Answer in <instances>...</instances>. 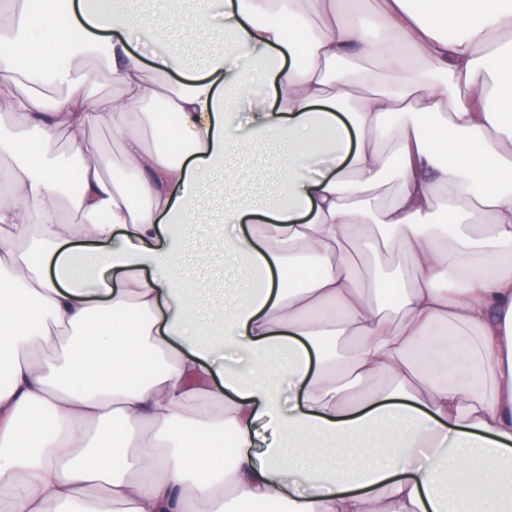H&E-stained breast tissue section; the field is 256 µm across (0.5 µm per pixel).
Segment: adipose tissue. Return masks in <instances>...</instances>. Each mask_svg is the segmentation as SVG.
Masks as SVG:
<instances>
[{
  "mask_svg": "<svg viewBox=\"0 0 512 512\" xmlns=\"http://www.w3.org/2000/svg\"><path fill=\"white\" fill-rule=\"evenodd\" d=\"M303 2L161 0L195 72L134 52L150 8H0V512H512V7L378 0L367 27ZM370 57L385 81L356 91ZM99 124L140 203L106 179ZM279 141L281 172L228 161ZM212 180L234 188L218 212ZM190 223L227 225L213 250L244 298L196 303ZM366 247L413 282L360 278Z\"/></svg>",
  "mask_w": 512,
  "mask_h": 512,
  "instance_id": "obj_1",
  "label": "adipose tissue"
}]
</instances>
